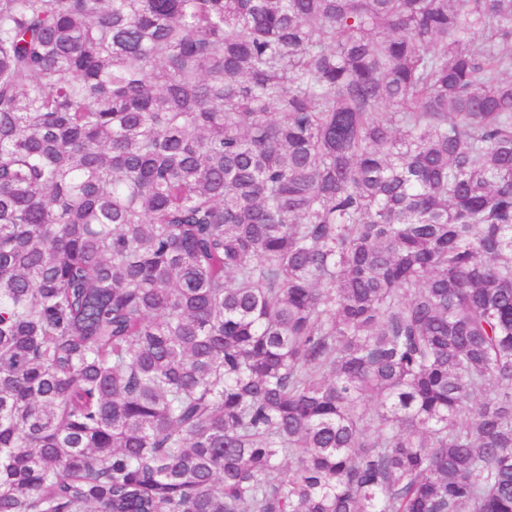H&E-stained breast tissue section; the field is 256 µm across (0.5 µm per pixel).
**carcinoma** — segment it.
I'll list each match as a JSON object with an SVG mask.
<instances>
[{"label": "carcinoma", "mask_w": 512, "mask_h": 512, "mask_svg": "<svg viewBox=\"0 0 512 512\" xmlns=\"http://www.w3.org/2000/svg\"><path fill=\"white\" fill-rule=\"evenodd\" d=\"M0 512H512V0H0Z\"/></svg>", "instance_id": "obj_1"}]
</instances>
